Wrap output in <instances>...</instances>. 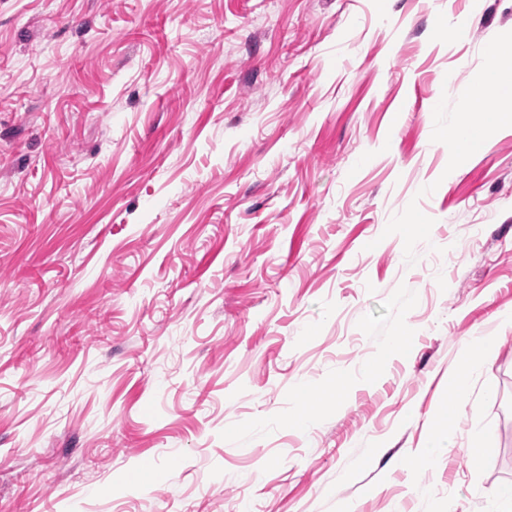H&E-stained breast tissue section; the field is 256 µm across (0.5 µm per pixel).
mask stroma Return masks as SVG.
<instances>
[{"label": "stroma", "mask_w": 512, "mask_h": 512, "mask_svg": "<svg viewBox=\"0 0 512 512\" xmlns=\"http://www.w3.org/2000/svg\"><path fill=\"white\" fill-rule=\"evenodd\" d=\"M508 38L512 0H0V512H490ZM504 74L505 72L500 68L499 60L494 48L487 56V65L481 81L471 89L472 97H474V94L483 96L490 89L506 87L509 84L511 85V81L503 78ZM448 140L454 146L453 151H464L469 146L480 145L487 149L489 142L484 136L482 130L462 122L456 125L449 133ZM496 337L478 336L464 351L459 364L448 370V392L455 399V410L463 408L470 397L471 381L474 372L485 360L488 350L494 345ZM446 413L448 427H435L431 430L424 445L417 448L413 455L401 463L409 465L428 464L455 446V434L450 425L454 411Z\"/></svg>", "instance_id": "1"}]
</instances>
